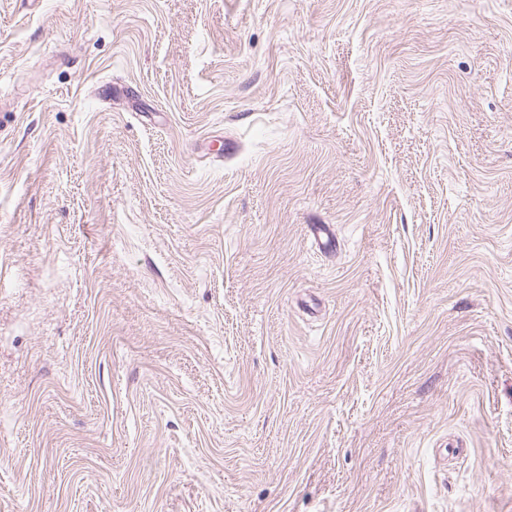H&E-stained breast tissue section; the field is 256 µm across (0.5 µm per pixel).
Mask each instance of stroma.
Returning a JSON list of instances; mask_svg holds the SVG:
<instances>
[{"mask_svg":"<svg viewBox=\"0 0 512 512\" xmlns=\"http://www.w3.org/2000/svg\"><path fill=\"white\" fill-rule=\"evenodd\" d=\"M0 512H512V0H0Z\"/></svg>","mask_w":512,"mask_h":512,"instance_id":"35a3bbf8","label":"stroma"}]
</instances>
